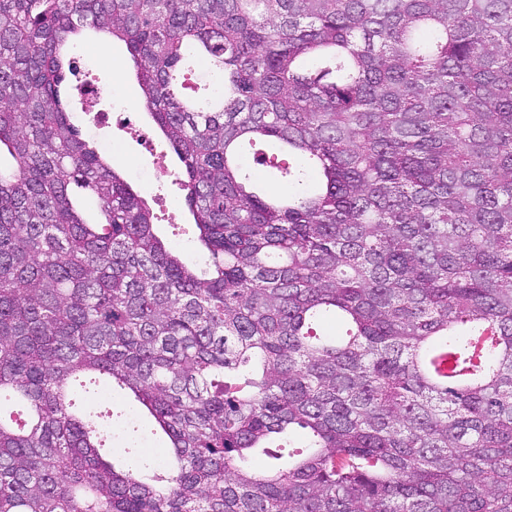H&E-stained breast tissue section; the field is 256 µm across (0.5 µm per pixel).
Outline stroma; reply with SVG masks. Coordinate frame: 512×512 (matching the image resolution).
<instances>
[{
  "mask_svg": "<svg viewBox=\"0 0 512 512\" xmlns=\"http://www.w3.org/2000/svg\"><path fill=\"white\" fill-rule=\"evenodd\" d=\"M75 57L86 54L108 56V64H99L90 71V83L100 85L106 91H112V98H100L91 102L90 98L75 95L72 104L71 119L81 130L83 136L93 141L99 149L114 163L131 184L133 189L144 198L156 217V230L165 247L174 254L201 261L205 250L199 243L194 220L184 205V192L176 176L158 177L153 186H146L138 177V170H150L154 167L157 155H165L169 166H176L177 161L171 156L168 143L153 125L146 109L142 105V91L136 77V68L123 43L105 41L102 34L76 42L72 48ZM121 101L126 110L133 112L138 122L147 125L154 137L152 149L140 146L129 129L116 124L115 121L94 122L93 117L99 112L112 109L113 101ZM132 396L123 390L112 391V446L109 450L113 457L134 464L137 457L151 453L152 449L164 446L162 436L153 434L154 422L147 412L131 415ZM139 430L147 441L141 447L129 449L125 440L132 430Z\"/></svg>",
  "mask_w": 512,
  "mask_h": 512,
  "instance_id": "obj_1",
  "label": "stroma"
}]
</instances>
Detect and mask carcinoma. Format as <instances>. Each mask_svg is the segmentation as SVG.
Wrapping results in <instances>:
<instances>
[{
  "mask_svg": "<svg viewBox=\"0 0 512 512\" xmlns=\"http://www.w3.org/2000/svg\"><path fill=\"white\" fill-rule=\"evenodd\" d=\"M87 27L137 64L202 271L71 122ZM3 149L0 512H512V0H0ZM92 375L162 461L102 454ZM255 153H263L266 157H278V159H281L284 154L280 149L276 145L268 142H258L253 146L245 145L242 148V164L247 172L252 176H259L271 190L275 192L288 191V182L284 178H281L276 170L256 164L254 156L257 155H255Z\"/></svg>",
  "mask_w": 512,
  "mask_h": 512,
  "instance_id": "cac0c4a2",
  "label": "carcinoma"
}]
</instances>
